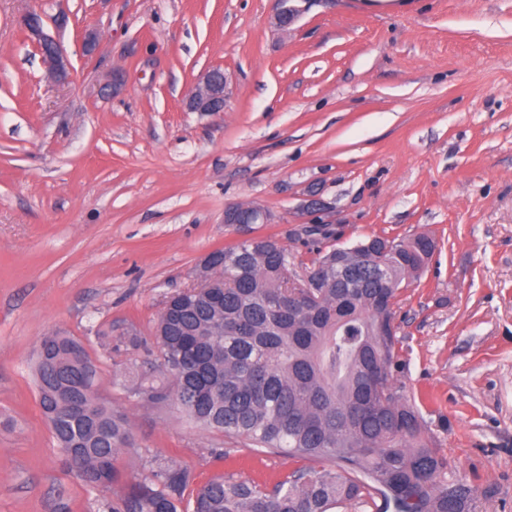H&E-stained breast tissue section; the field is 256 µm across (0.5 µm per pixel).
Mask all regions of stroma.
<instances>
[{"label": "stroma", "mask_w": 512, "mask_h": 512, "mask_svg": "<svg viewBox=\"0 0 512 512\" xmlns=\"http://www.w3.org/2000/svg\"><path fill=\"white\" fill-rule=\"evenodd\" d=\"M274 7L0 0V512H112L156 462L192 488L219 474L270 487L303 467L135 388L169 377L153 337L167 297L239 239L225 207L269 211L251 233L278 240L302 277L317 256L298 215L312 197L323 247L435 240L397 294L394 387L481 512H512V0H311L287 34ZM31 10L66 51L67 83L20 25ZM215 65L225 110L186 111ZM116 68L125 85L103 98ZM50 333L81 343L126 420L110 485L65 466L40 408L35 352Z\"/></svg>", "instance_id": "stroma-1"}]
</instances>
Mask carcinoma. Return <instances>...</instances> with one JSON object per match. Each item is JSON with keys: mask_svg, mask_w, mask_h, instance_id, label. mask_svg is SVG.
<instances>
[{"mask_svg": "<svg viewBox=\"0 0 512 512\" xmlns=\"http://www.w3.org/2000/svg\"><path fill=\"white\" fill-rule=\"evenodd\" d=\"M355 247L322 253L298 280L276 242L238 243L224 249L232 261L212 283L222 303L200 291L159 317L161 365L178 369L167 385L141 379L139 397H172L193 421L229 438L336 465L297 469L270 490L217 475L197 488L193 512H330L373 492L379 512H476L474 489L450 482L447 458L392 386L396 294L425 268L435 241L369 237ZM328 267L330 278L321 275ZM57 389L58 399L75 407L89 400L99 411L95 425L76 414L57 423L70 465L91 486L112 480L96 463L128 445L126 422L101 400L94 376ZM186 484L183 470L159 464L128 486L113 512H178Z\"/></svg>", "mask_w": 512, "mask_h": 512, "instance_id": "carcinoma-1", "label": "carcinoma"}]
</instances>
